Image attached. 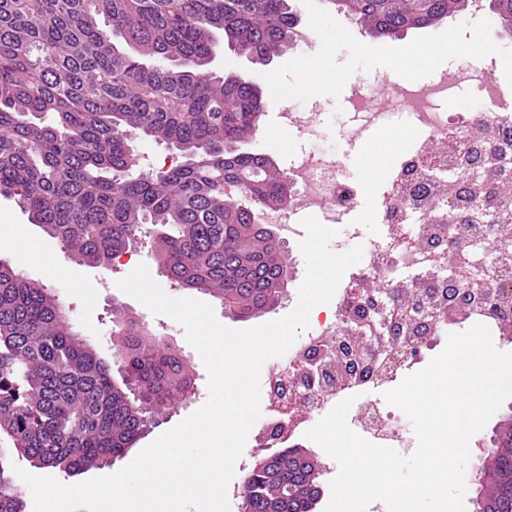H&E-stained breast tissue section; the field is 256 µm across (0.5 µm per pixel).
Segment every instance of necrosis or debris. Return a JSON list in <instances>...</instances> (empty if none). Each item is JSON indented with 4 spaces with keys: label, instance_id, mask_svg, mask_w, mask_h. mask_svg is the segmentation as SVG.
<instances>
[{
    "label": "necrosis or debris",
    "instance_id": "1",
    "mask_svg": "<svg viewBox=\"0 0 512 512\" xmlns=\"http://www.w3.org/2000/svg\"><path fill=\"white\" fill-rule=\"evenodd\" d=\"M460 83L477 85L485 96L482 106L462 120L438 107L439 102L450 100L454 85ZM392 93L426 146L395 168L391 188L381 202L389 234L386 240L370 241L362 274L343 285L335 310L290 348L285 363L266 370L265 401L275 414L271 428L288 438L295 425L333 408L342 397L356 395L365 384L385 382L380 375L348 381L332 365L323 388L293 385L311 353L334 349L342 329L360 324L354 305L364 292L365 280H378L383 288H391L393 272L403 265L419 271L428 282L424 290L412 286L409 300L388 302L380 316L385 325H400L412 318L422 335L438 336L476 321L492 335H512V316L474 307L447 320L440 309L452 273L471 288L496 290L512 309V195L502 198L501 222L489 229L484 210L470 204L474 187L464 177L470 147L483 155L482 178L499 183L512 173V98L481 62L449 80L393 85ZM287 180L293 188L287 207L255 215L258 223L276 225L287 237L298 234L290 222L292 216L310 214L332 220L355 206L357 189L344 178L331 151L302 152L291 161ZM350 422L375 441H390L399 448L406 445L393 429V415L374 401L354 403Z\"/></svg>",
    "mask_w": 512,
    "mask_h": 512
}]
</instances>
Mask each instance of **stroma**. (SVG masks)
<instances>
[{
  "label": "stroma",
  "instance_id": "35a3bbf8",
  "mask_svg": "<svg viewBox=\"0 0 512 512\" xmlns=\"http://www.w3.org/2000/svg\"><path fill=\"white\" fill-rule=\"evenodd\" d=\"M390 84L391 78L386 68L378 67L369 72H356L346 83L339 98L315 96L310 102H297L298 110H305L307 105L313 104L322 112L323 125L316 136L292 133L288 138H281L278 125L281 107L274 102H267L260 129L248 144L249 149L270 156L282 169L287 168L289 160L304 150L325 147L335 152L346 177L357 188V206L345 216L343 224L338 227L342 233L350 229L355 231L356 236L351 240L355 246H365L370 241L381 240L387 236L388 226L383 219L381 197L389 186V175L417 141L414 132L407 128V115L389 96ZM361 85L372 90L377 110L389 113V126L404 129L405 134L396 146L389 149L378 148V127L364 125L354 117L349 107V99L353 91ZM0 217L6 223L18 225L20 231L39 251L38 256L23 257L14 241L7 239L0 242V259L10 262L25 277L43 284L55 293L74 329L89 339L101 357L109 359L113 356L109 336L114 312L119 309L144 323L158 338L175 347L193 367L194 390L189 400L152 421L124 455L77 475L57 473L56 478L63 484L74 485L111 475L132 461L138 452L160 435L184 421L209 397L206 367L199 353L187 342L183 328L167 316L153 314L142 303L122 292L117 282L143 264L169 296L182 298L186 292L173 287L169 278L149 256L147 248L123 255L106 269L87 267L72 262L55 239L50 238L39 226L31 224L28 213L15 199L0 195ZM287 246L291 278L277 307L262 316L244 321L226 315L222 304L215 300L211 306L219 323L231 329L250 328L277 320L295 307L298 289L305 277L306 264L298 240H288Z\"/></svg>",
  "mask_w": 512,
  "mask_h": 512
}]
</instances>
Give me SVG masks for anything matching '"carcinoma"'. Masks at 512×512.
Returning a JSON list of instances; mask_svg holds the SVG:
<instances>
[{"instance_id":"cac0c4a2","label":"carcinoma","mask_w":512,"mask_h":512,"mask_svg":"<svg viewBox=\"0 0 512 512\" xmlns=\"http://www.w3.org/2000/svg\"><path fill=\"white\" fill-rule=\"evenodd\" d=\"M293 0H0V195L18 199L79 265L109 267L139 243L171 283L228 315L268 313L290 280L285 243L255 212L286 203L284 172L243 149L263 89L220 76L214 35L268 64L302 39ZM394 38L461 12L463 0H330ZM140 134L183 161L135 172ZM121 381L49 289L0 261V436L65 474L124 454L147 423L192 394L179 352L115 312ZM0 448V512H26ZM482 512H512V421L493 439ZM320 465L293 445L242 481L241 512H310Z\"/></svg>"}]
</instances>
